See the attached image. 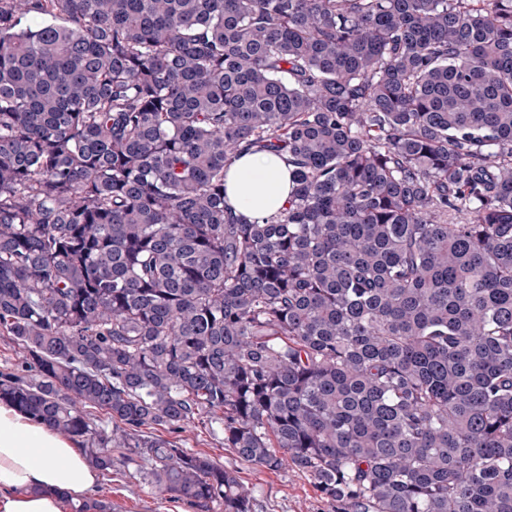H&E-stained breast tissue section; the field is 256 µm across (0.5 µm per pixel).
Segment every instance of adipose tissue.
Returning <instances> with one entry per match:
<instances>
[{"label": "adipose tissue", "mask_w": 512, "mask_h": 512, "mask_svg": "<svg viewBox=\"0 0 512 512\" xmlns=\"http://www.w3.org/2000/svg\"><path fill=\"white\" fill-rule=\"evenodd\" d=\"M225 188L237 214L260 220L285 205L291 176L280 158L248 154L230 167ZM98 480L75 441L0 401V512H66L68 500L90 498Z\"/></svg>", "instance_id": "obj_1"}]
</instances>
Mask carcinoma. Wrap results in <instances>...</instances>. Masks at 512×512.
I'll list each match as a JSON object with an SVG mask.
<instances>
[{
  "mask_svg": "<svg viewBox=\"0 0 512 512\" xmlns=\"http://www.w3.org/2000/svg\"><path fill=\"white\" fill-rule=\"evenodd\" d=\"M0 335L1 401L205 512L252 489L144 429L512 512V0H0ZM288 166L280 158L248 154L230 167L225 177L228 205L250 220H261L285 205L291 189Z\"/></svg>",
  "mask_w": 512,
  "mask_h": 512,
  "instance_id": "obj_1",
  "label": "carcinoma"
}]
</instances>
